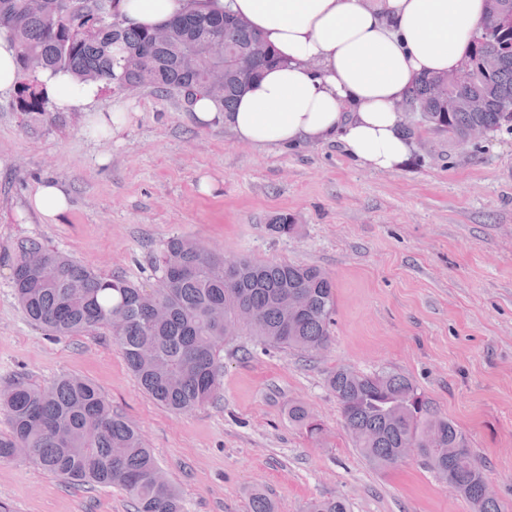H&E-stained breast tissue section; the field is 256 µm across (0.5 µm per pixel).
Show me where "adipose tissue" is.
<instances>
[{"instance_id":"1","label":"adipose tissue","mask_w":512,"mask_h":512,"mask_svg":"<svg viewBox=\"0 0 512 512\" xmlns=\"http://www.w3.org/2000/svg\"><path fill=\"white\" fill-rule=\"evenodd\" d=\"M127 25L158 27L189 13L194 0H115ZM211 11L242 19L282 59L219 112L197 95L199 125L223 120L257 147L340 140L361 165L391 172L407 161L399 103L417 79L443 73L466 54L486 18V0H209ZM57 110H80L89 127L108 135L126 124L123 110L93 111L96 83L43 71L39 76ZM30 205L47 224L58 223L70 200L54 181L38 185Z\"/></svg>"}]
</instances>
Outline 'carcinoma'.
I'll use <instances>...</instances> for the list:
<instances>
[{"label": "carcinoma", "instance_id": "carcinoma-1", "mask_svg": "<svg viewBox=\"0 0 512 512\" xmlns=\"http://www.w3.org/2000/svg\"><path fill=\"white\" fill-rule=\"evenodd\" d=\"M0 0V32L19 46L24 77L17 89L21 110L42 111L46 102L38 74L61 70L82 82L117 89L152 88L162 95L209 93L207 66L179 48L206 36L224 52L244 51L260 36L226 14L191 12L170 21L167 42L154 43L155 30L126 28L112 12V0ZM508 21L488 16L471 54L498 58L496 71L473 91L486 98L482 112H450L448 97L436 94L444 75L424 77L406 100V129L428 127L459 140L473 125L487 133L512 124V0H499ZM279 63L275 52L253 59L250 74L224 81L220 111L232 110L239 93L262 71ZM270 230L288 235L293 218L273 216ZM11 287L32 324L57 338L109 331L141 389L173 412L212 403L223 383L218 357L224 339L239 327L238 315L253 312L251 335L284 349L312 354L331 341L336 314L332 278L316 266L240 258L226 269L224 258L199 243L170 239L159 260L157 285L149 290L120 276L103 275L71 255L35 240L7 254ZM305 294L299 309L282 299ZM328 389L338 401L355 448L379 469L395 468L417 449L427 466L448 478V487L472 512H502L483 499L486 479L466 435L450 419L429 415L412 380L398 372L365 374L347 367L329 372ZM0 411L11 433L0 438V464L23 456L66 484L119 487L134 512H185L181 494L165 478L141 433L112 410L89 380L63 375L46 386L17 378L0 389ZM288 418L310 434L322 432L307 407L293 403ZM435 431L453 458L427 448L422 436ZM306 512H349L340 498L313 499Z\"/></svg>", "mask_w": 512, "mask_h": 512}]
</instances>
